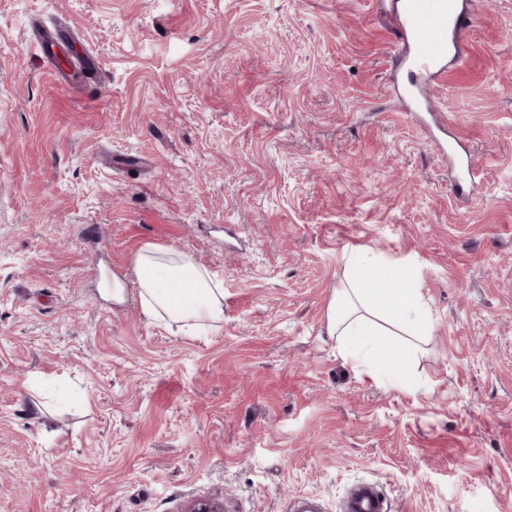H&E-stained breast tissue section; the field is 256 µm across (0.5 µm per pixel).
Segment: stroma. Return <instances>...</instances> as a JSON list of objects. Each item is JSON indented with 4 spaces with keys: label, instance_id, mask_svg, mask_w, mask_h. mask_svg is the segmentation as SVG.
Instances as JSON below:
<instances>
[{
    "label": "stroma",
    "instance_id": "1",
    "mask_svg": "<svg viewBox=\"0 0 512 512\" xmlns=\"http://www.w3.org/2000/svg\"><path fill=\"white\" fill-rule=\"evenodd\" d=\"M399 2L0 0V512H343L365 481L512 512V0H471L434 87L469 198L404 110ZM63 24L96 82L35 44ZM148 244L221 282L220 329L143 317ZM357 248L417 275L420 388L327 332Z\"/></svg>",
    "mask_w": 512,
    "mask_h": 512
}]
</instances>
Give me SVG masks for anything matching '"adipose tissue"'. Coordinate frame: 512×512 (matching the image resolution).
<instances>
[{
  "label": "adipose tissue",
  "mask_w": 512,
  "mask_h": 512,
  "mask_svg": "<svg viewBox=\"0 0 512 512\" xmlns=\"http://www.w3.org/2000/svg\"><path fill=\"white\" fill-rule=\"evenodd\" d=\"M343 261V282L326 314L340 355L376 381L417 388L411 363L432 329L417 278L401 263L367 251H350ZM135 265L147 320L166 317L191 333L223 323V288L187 255L148 245Z\"/></svg>",
  "instance_id": "ef3b65f1"
}]
</instances>
